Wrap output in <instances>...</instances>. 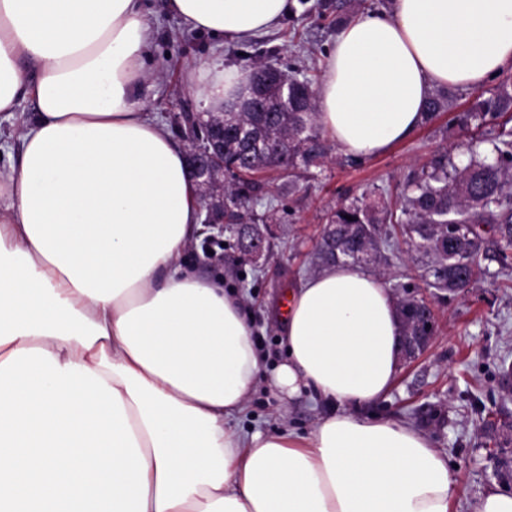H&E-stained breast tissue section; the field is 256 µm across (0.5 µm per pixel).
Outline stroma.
<instances>
[{
	"mask_svg": "<svg viewBox=\"0 0 512 512\" xmlns=\"http://www.w3.org/2000/svg\"><path fill=\"white\" fill-rule=\"evenodd\" d=\"M153 19L160 23L151 47L157 74L141 99L147 111L167 124L179 147L187 142L171 116L199 112L194 90L186 84L189 70L220 58L225 64L245 67L256 49L233 41H219L209 33L185 31L166 14V0H147ZM304 40L302 62L292 63L290 32ZM337 34L336 26L321 16L314 0L297 7L280 26L265 35L267 46L276 47L275 63L294 65L299 76L320 80L325 54ZM473 129H462L440 115L421 125L411 136L384 154L339 163L332 150L320 166L301 172L293 194L276 204L279 238L274 257L263 269L237 261L233 246H225L224 260L215 264L202 251L205 235H198L184 255L186 265L202 275L223 278L243 297L260 352L267 354L265 369L285 356L278 318L285 292L312 273V248L336 203L371 192H396L408 175L443 148L470 141ZM512 362V288L482 284L461 293L438 311V332L430 349L418 360L405 363L387 400L375 411L386 418L405 420L420 428L454 465L457 481L455 512H472L481 493L490 485L512 491V478L497 479L499 449L485 421L496 420L499 411L512 414L496 375L501 360ZM323 403L301 396L285 399L261 377L242 416L244 427L287 429L298 434L313 430L325 413Z\"/></svg>",
	"mask_w": 512,
	"mask_h": 512,
	"instance_id": "obj_1",
	"label": "stroma"
}]
</instances>
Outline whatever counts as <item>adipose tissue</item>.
Returning a JSON list of instances; mask_svg holds the SVG:
<instances>
[{
  "instance_id": "obj_1",
  "label": "adipose tissue",
  "mask_w": 512,
  "mask_h": 512,
  "mask_svg": "<svg viewBox=\"0 0 512 512\" xmlns=\"http://www.w3.org/2000/svg\"><path fill=\"white\" fill-rule=\"evenodd\" d=\"M288 0H168L190 30L247 42ZM158 33L143 0H0V112L34 114L0 173V512H452L448 458L363 413L400 367L390 288L358 266L286 295L287 398L329 408L306 436L240 427L263 365L240 296L184 265L201 205L187 157L140 99ZM512 71V0H391L346 23L317 121L371 157L434 89ZM200 108L250 97L216 61Z\"/></svg>"
}]
</instances>
